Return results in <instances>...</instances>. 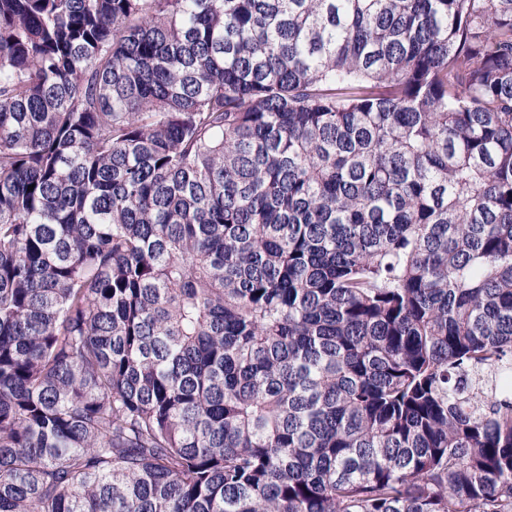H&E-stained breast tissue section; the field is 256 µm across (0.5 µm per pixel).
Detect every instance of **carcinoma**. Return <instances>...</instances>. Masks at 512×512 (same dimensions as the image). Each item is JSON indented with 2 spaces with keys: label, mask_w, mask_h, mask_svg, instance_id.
Returning a JSON list of instances; mask_svg holds the SVG:
<instances>
[{
  "label": "carcinoma",
  "mask_w": 512,
  "mask_h": 512,
  "mask_svg": "<svg viewBox=\"0 0 512 512\" xmlns=\"http://www.w3.org/2000/svg\"><path fill=\"white\" fill-rule=\"evenodd\" d=\"M0 512H512V0H0Z\"/></svg>",
  "instance_id": "obj_1"
}]
</instances>
